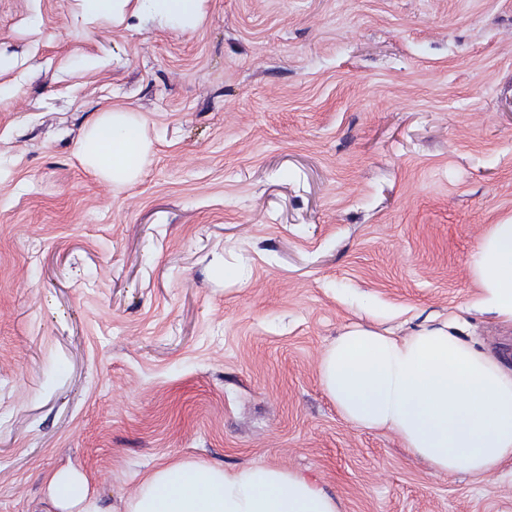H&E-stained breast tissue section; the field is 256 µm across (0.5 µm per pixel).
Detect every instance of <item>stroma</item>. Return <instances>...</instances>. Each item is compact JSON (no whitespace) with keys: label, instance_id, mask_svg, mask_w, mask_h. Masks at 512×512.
<instances>
[{"label":"stroma","instance_id":"1","mask_svg":"<svg viewBox=\"0 0 512 512\" xmlns=\"http://www.w3.org/2000/svg\"><path fill=\"white\" fill-rule=\"evenodd\" d=\"M201 23L0 0V512L85 476L126 512L186 461L299 472L338 512H512V465L434 474L320 382L352 325L477 310L472 255L512 221V0H203ZM129 183L81 161L112 107ZM105 112L83 143L82 160L96 175L123 183L141 171L149 145L125 110L112 107Z\"/></svg>","mask_w":512,"mask_h":512}]
</instances>
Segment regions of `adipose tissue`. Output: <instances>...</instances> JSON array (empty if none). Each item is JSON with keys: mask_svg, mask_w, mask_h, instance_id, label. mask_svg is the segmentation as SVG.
I'll return each instance as SVG.
<instances>
[{"mask_svg": "<svg viewBox=\"0 0 512 512\" xmlns=\"http://www.w3.org/2000/svg\"><path fill=\"white\" fill-rule=\"evenodd\" d=\"M200 0H139L138 12L193 27ZM149 145L125 110L112 108L88 133L83 162L123 183L142 169ZM472 276L480 307L512 325V223L490 227ZM320 379L352 425L397 434L437 475L493 474L512 462V369L459 336L457 319L398 338L354 326L324 353ZM55 512H112L84 476L50 474ZM129 512H337L335 499L303 474L260 465L229 471L175 462L145 476Z\"/></svg>", "mask_w": 512, "mask_h": 512, "instance_id": "adipose-tissue-1", "label": "adipose tissue"}]
</instances>
